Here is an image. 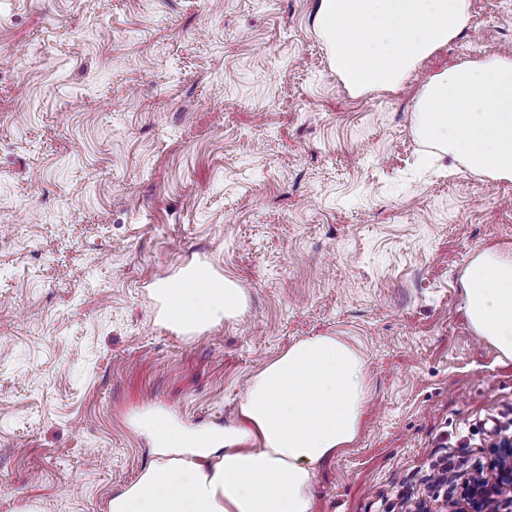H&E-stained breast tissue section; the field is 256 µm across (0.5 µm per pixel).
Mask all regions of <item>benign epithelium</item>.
<instances>
[{"instance_id":"obj_1","label":"benign epithelium","mask_w":512,"mask_h":512,"mask_svg":"<svg viewBox=\"0 0 512 512\" xmlns=\"http://www.w3.org/2000/svg\"><path fill=\"white\" fill-rule=\"evenodd\" d=\"M448 512H512V439L492 448L487 469L467 479Z\"/></svg>"}]
</instances>
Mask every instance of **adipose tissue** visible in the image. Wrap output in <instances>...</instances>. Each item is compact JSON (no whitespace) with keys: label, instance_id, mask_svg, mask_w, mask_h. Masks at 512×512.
Returning <instances> with one entry per match:
<instances>
[{"label":"adipose tissue","instance_id":"ef3b65f1","mask_svg":"<svg viewBox=\"0 0 512 512\" xmlns=\"http://www.w3.org/2000/svg\"><path fill=\"white\" fill-rule=\"evenodd\" d=\"M470 0H320L315 23L352 93L397 88L469 26ZM418 141L441 158L512 181V54L436 73L414 107ZM473 330L512 359V249L477 254L461 277ZM180 332L235 320L243 288L210 273L154 291ZM370 400L364 361L335 336L299 341L256 374L239 422L193 428L160 408L130 415L152 462L108 512H313L316 474L357 439Z\"/></svg>","mask_w":512,"mask_h":512}]
</instances>
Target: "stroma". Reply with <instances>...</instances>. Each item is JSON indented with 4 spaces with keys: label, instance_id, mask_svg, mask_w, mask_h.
<instances>
[{
    "label": "stroma",
    "instance_id": "1",
    "mask_svg": "<svg viewBox=\"0 0 512 512\" xmlns=\"http://www.w3.org/2000/svg\"><path fill=\"white\" fill-rule=\"evenodd\" d=\"M318 4L0 0V512H107L151 460L130 413L233 425L312 336L355 347L371 393L314 512H446L512 438V360L460 285L512 247V182L417 174L413 132L426 77L512 53V0H471L448 47L359 96ZM199 261L248 302L188 339L152 290Z\"/></svg>",
    "mask_w": 512,
    "mask_h": 512
}]
</instances>
